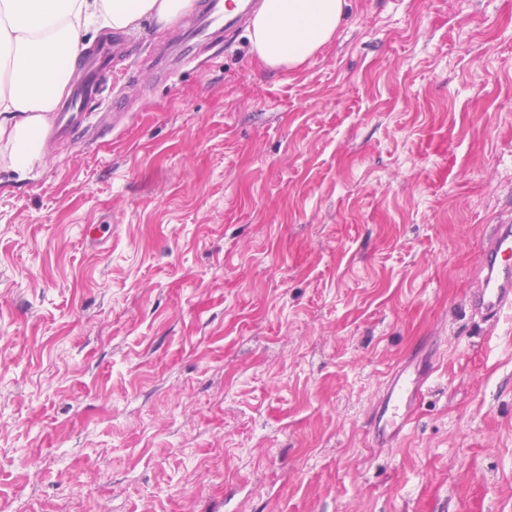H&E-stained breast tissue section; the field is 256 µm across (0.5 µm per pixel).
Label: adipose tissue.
<instances>
[{
    "label": "adipose tissue",
    "mask_w": 512,
    "mask_h": 512,
    "mask_svg": "<svg viewBox=\"0 0 512 512\" xmlns=\"http://www.w3.org/2000/svg\"><path fill=\"white\" fill-rule=\"evenodd\" d=\"M192 0H0V163L28 175L43 156L54 112L95 26H167ZM347 0H262L251 20L254 53L266 66L293 71L328 44Z\"/></svg>",
    "instance_id": "adipose-tissue-1"
}]
</instances>
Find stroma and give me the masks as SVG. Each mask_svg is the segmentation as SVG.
I'll list each match as a JSON object with an SVG mask.
<instances>
[{
	"label": "stroma",
	"instance_id": "obj_1",
	"mask_svg": "<svg viewBox=\"0 0 512 512\" xmlns=\"http://www.w3.org/2000/svg\"><path fill=\"white\" fill-rule=\"evenodd\" d=\"M347 3L289 72L246 31L178 66L190 16L142 20L81 131L0 165L7 512H512V315L469 304L512 224V0ZM434 372L433 365L419 369L415 374L410 373L407 366L398 365L389 376L372 431L378 445H392L404 435L417 402Z\"/></svg>",
	"mask_w": 512,
	"mask_h": 512
}]
</instances>
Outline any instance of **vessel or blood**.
Here are the masks:
<instances>
[{
  "label": "vessel or blood",
  "instance_id": "1",
  "mask_svg": "<svg viewBox=\"0 0 512 512\" xmlns=\"http://www.w3.org/2000/svg\"><path fill=\"white\" fill-rule=\"evenodd\" d=\"M237 0H205L194 17V35H219L228 32L240 20ZM126 40L113 35L112 44L102 47L87 65L85 80L76 86L70 97L60 107L66 119L53 136L69 133L73 126V114L84 112L85 101L99 89V79L109 68L112 60L123 57ZM470 305L475 312L488 319H496L512 310V225H496L482 253L478 285L474 288ZM432 368L409 372L405 366H397L390 375L376 413L373 436L377 444L391 445L405 433L417 402L422 396Z\"/></svg>",
  "mask_w": 512,
  "mask_h": 512
}]
</instances>
